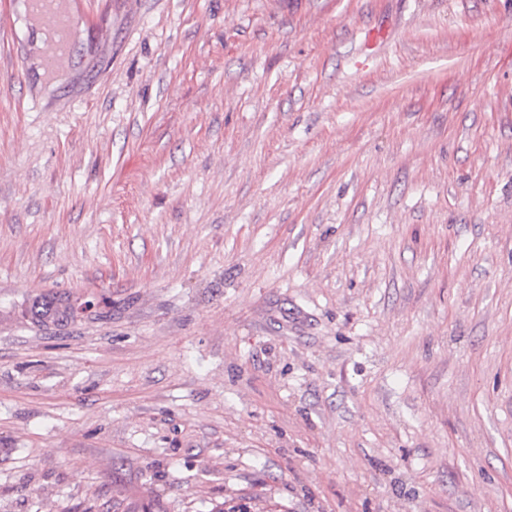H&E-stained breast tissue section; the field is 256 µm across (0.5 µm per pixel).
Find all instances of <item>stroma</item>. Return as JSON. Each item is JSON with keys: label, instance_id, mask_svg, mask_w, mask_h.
I'll return each mask as SVG.
<instances>
[{"label": "stroma", "instance_id": "1", "mask_svg": "<svg viewBox=\"0 0 512 512\" xmlns=\"http://www.w3.org/2000/svg\"><path fill=\"white\" fill-rule=\"evenodd\" d=\"M89 10L0 6V512H512V0ZM40 37L39 68L57 74L89 25L83 0H19ZM79 308L66 297H53L32 302L30 315L34 322L46 324L48 322L63 324L74 319Z\"/></svg>", "mask_w": 512, "mask_h": 512}]
</instances>
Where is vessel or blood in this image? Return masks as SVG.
I'll return each instance as SVG.
<instances>
[{"label": "vessel or blood", "instance_id": "b4317fda", "mask_svg": "<svg viewBox=\"0 0 512 512\" xmlns=\"http://www.w3.org/2000/svg\"><path fill=\"white\" fill-rule=\"evenodd\" d=\"M41 41L39 67L57 74L88 26L84 0H21Z\"/></svg>", "mask_w": 512, "mask_h": 512}]
</instances>
